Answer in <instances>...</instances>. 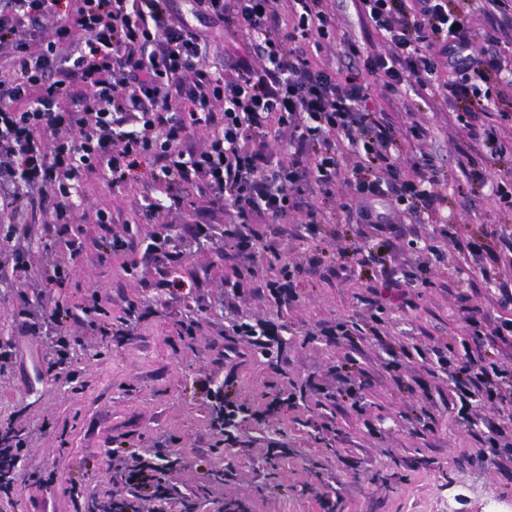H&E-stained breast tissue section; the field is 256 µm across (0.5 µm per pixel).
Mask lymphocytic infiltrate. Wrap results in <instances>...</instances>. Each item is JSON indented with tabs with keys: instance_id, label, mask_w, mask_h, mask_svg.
<instances>
[{
	"instance_id": "lymphocytic-infiltrate-1",
	"label": "lymphocytic infiltrate",
	"mask_w": 512,
	"mask_h": 512,
	"mask_svg": "<svg viewBox=\"0 0 512 512\" xmlns=\"http://www.w3.org/2000/svg\"><path fill=\"white\" fill-rule=\"evenodd\" d=\"M277 2L208 0L206 15L247 40L219 72L207 63L206 35L173 16L169 0H0V46H10L12 68L0 80V223H26L33 190L49 186L54 225L72 224L70 197L86 176L103 171L118 188L139 158L152 156L160 167L151 180L164 196L150 198L147 212L184 207L193 193L220 205L232 216L224 244L244 259L235 282L242 288L259 279L252 225L301 213L315 233L319 210L306 196L316 189L334 199L341 166L349 176L340 208L351 223L388 225L393 214L417 217L433 207L434 157L422 150L402 166L394 129L371 106L374 87L441 88L477 153L512 150V132L479 126L498 105L490 85L512 86V59L496 50L512 41V0H484L494 24L480 35L464 0H356L386 49L344 40L350 65L341 73L313 56L335 33L324 0H288L285 25ZM213 125L204 150L184 153L185 138ZM281 133L309 156L274 159L267 140ZM104 312L98 294L78 309L58 301L21 320L18 332L34 338L43 324L60 327L78 315L92 325ZM454 379L464 410L512 396V374L488 356L457 358ZM105 456L114 463L111 512L135 502L143 512H170L181 496L170 479L179 460L167 449L120 459L109 448Z\"/></svg>"
}]
</instances>
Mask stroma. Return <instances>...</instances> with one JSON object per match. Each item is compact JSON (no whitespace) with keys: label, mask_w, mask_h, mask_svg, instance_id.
<instances>
[{"label":"stroma","mask_w":512,"mask_h":512,"mask_svg":"<svg viewBox=\"0 0 512 512\" xmlns=\"http://www.w3.org/2000/svg\"><path fill=\"white\" fill-rule=\"evenodd\" d=\"M169 4L208 35V63L222 67L231 45L223 28L195 16L191 0ZM332 8L335 37L321 59L345 65L347 38L383 50L354 0H334ZM372 105L395 128L402 158L420 147L434 155L440 199L425 224L403 215L391 229L350 228L339 207L346 195L340 185L334 201L310 196L322 213L315 235L293 223L254 225L263 244L258 264L273 275L287 264L302 268L292 278L289 303L254 285L225 287L241 258L224 248L223 212L162 209L144 217L141 204L158 166L150 157L124 187L89 175L71 198L80 223L54 237H26L32 271L14 270L11 247H0V339L14 346L12 359L0 365V426L14 425L27 437L18 465L23 480L0 497V512H89L112 488L104 449L158 447L180 454L183 464L172 479L183 492L200 493L199 512H324V499L334 512H512V447L479 440L489 423L504 428L512 422V405L485 402L462 421L448 407L452 370L442 364L466 352H490L512 369V336L468 343L462 328L465 308L474 305L492 323L512 320V304L495 300L498 281L512 272V252L498 236L512 232V213L496 207L491 189L473 192L468 178L477 167L494 181L510 182L512 156L476 154L439 93L423 101L408 86L394 94L378 90ZM414 121L427 129L424 142L405 136ZM99 209L111 212L110 229L93 223ZM197 222L215 225L212 237H194ZM448 227L454 240L441 234ZM349 230L365 247L384 248L395 278L427 265L430 286L389 290L380 265L364 272L353 263L336 264V246ZM109 231L132 233L134 251L104 254L100 242ZM166 234L182 240L185 250L183 264L170 274L186 285L173 295L155 288L158 274L145 253ZM73 238L83 241L82 253L62 285L48 286L36 266L66 253ZM491 251L498 262L488 261ZM22 291L36 303L110 296L111 337L69 323L73 374L51 378L45 346L17 334ZM131 299L140 301L141 319H127ZM373 316L377 335L350 342L331 332L339 323L356 330ZM188 319L201 322L197 336L180 335L179 323ZM245 323L270 333L269 346L236 337L238 356L219 358L233 326ZM347 361L366 373L356 405L338 396L347 386L341 368ZM205 381L231 383L256 410L237 429L236 443L216 452ZM291 393L294 407L267 411L270 401ZM423 407L431 414L424 426L416 421Z\"/></svg>","instance_id":"1"}]
</instances>
